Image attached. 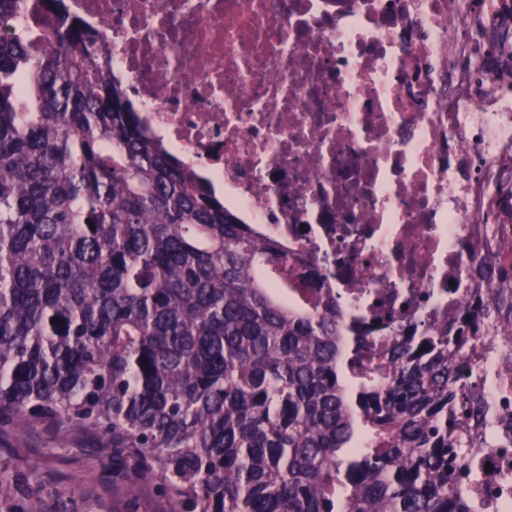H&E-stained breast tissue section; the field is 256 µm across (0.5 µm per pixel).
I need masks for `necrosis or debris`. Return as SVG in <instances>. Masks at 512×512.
Wrapping results in <instances>:
<instances>
[{
    "label": "necrosis or debris",
    "instance_id": "obj_1",
    "mask_svg": "<svg viewBox=\"0 0 512 512\" xmlns=\"http://www.w3.org/2000/svg\"><path fill=\"white\" fill-rule=\"evenodd\" d=\"M153 134L336 300L342 333H423L475 293L483 173L512 159V0H64ZM506 422L463 478L512 512Z\"/></svg>",
    "mask_w": 512,
    "mask_h": 512
}]
</instances>
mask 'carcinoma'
<instances>
[{
  "mask_svg": "<svg viewBox=\"0 0 512 512\" xmlns=\"http://www.w3.org/2000/svg\"><path fill=\"white\" fill-rule=\"evenodd\" d=\"M39 2L33 39L0 0V441L97 433L178 512H474L460 477L496 411L453 338H492L512 373V250L479 258L485 298L423 336L341 335L147 131L91 29ZM491 214L512 231V183ZM25 482L0 462L8 512H39Z\"/></svg>",
  "mask_w": 512,
  "mask_h": 512,
  "instance_id": "obj_1",
  "label": "carcinoma"
}]
</instances>
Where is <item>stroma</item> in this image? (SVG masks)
<instances>
[{"mask_svg": "<svg viewBox=\"0 0 512 512\" xmlns=\"http://www.w3.org/2000/svg\"><path fill=\"white\" fill-rule=\"evenodd\" d=\"M100 437L73 429L60 439L52 426L30 428L0 443V457L27 473V494L42 512H174L171 498L152 483L140 486L136 500L126 481L100 453Z\"/></svg>", "mask_w": 512, "mask_h": 512, "instance_id": "obj_1", "label": "stroma"}]
</instances>
